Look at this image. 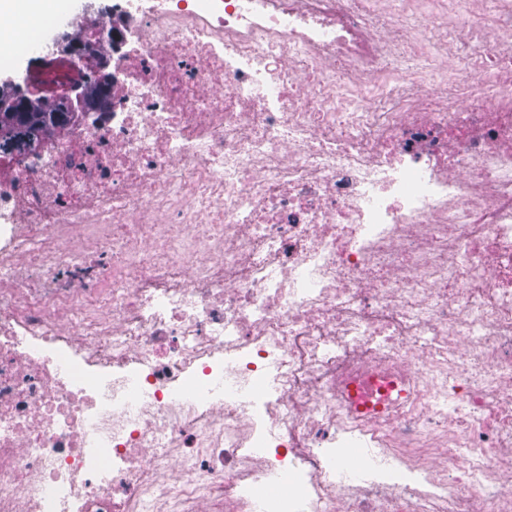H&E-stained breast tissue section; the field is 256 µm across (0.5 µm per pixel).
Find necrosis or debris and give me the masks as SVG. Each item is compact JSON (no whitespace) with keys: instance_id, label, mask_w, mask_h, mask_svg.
I'll use <instances>...</instances> for the list:
<instances>
[{"instance_id":"obj_1","label":"necrosis or debris","mask_w":512,"mask_h":512,"mask_svg":"<svg viewBox=\"0 0 512 512\" xmlns=\"http://www.w3.org/2000/svg\"><path fill=\"white\" fill-rule=\"evenodd\" d=\"M128 12L0 173V512H512V0ZM91 32L90 37L93 36ZM106 30L100 31L93 36L91 41H78L74 37L67 34L62 35L53 45L54 50L63 56L68 57L71 61L76 62L82 67V77L79 81L73 83L66 93L56 97L53 101L59 106L61 112H98L97 105L92 101L88 93L90 83L96 81L101 83H109L117 81L116 74L112 71L119 70V81L115 84L118 90L123 89L124 75L122 73V60L124 58L126 48L123 46L121 51L114 54V61L110 63L109 69L106 70L107 62L104 57L96 51L98 41L110 39ZM97 39V41L95 40ZM53 50V54H54ZM105 70L107 72H105Z\"/></svg>"}]
</instances>
